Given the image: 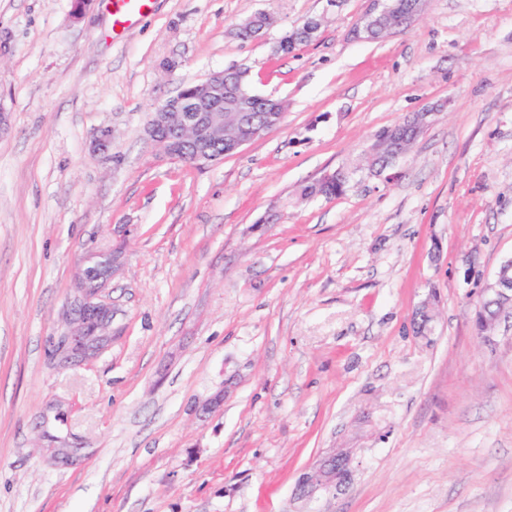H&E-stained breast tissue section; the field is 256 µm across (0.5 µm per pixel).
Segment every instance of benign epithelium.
<instances>
[{"instance_id":"7a95c632","label":"benign epithelium","mask_w":512,"mask_h":512,"mask_svg":"<svg viewBox=\"0 0 512 512\" xmlns=\"http://www.w3.org/2000/svg\"><path fill=\"white\" fill-rule=\"evenodd\" d=\"M388 22L387 34H392L414 22V15L397 20L383 0H370L364 28H355L354 34L366 32L377 23ZM246 96L238 87L224 91V72H214L196 83L193 97L197 107L193 112H183L166 100L155 107L153 119L146 134L151 144L163 154L174 157L179 140L193 134L200 142H220L229 136L241 148L253 141L247 135V117L239 108V100ZM112 141V129H98L92 141L93 150L106 152ZM86 267L76 278L77 297L67 308V331L64 334L69 352V361L91 358L102 350L110 340L112 309L99 300V293L121 266L117 252L91 251L85 257ZM493 297L486 302L479 316L481 331L499 321V315L512 310V276L499 274ZM353 449L330 453L321 458L298 480L300 495L313 498L322 492L336 488V470L351 469Z\"/></svg>"}]
</instances>
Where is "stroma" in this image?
Listing matches in <instances>:
<instances>
[{
    "instance_id": "35a3bbf8",
    "label": "stroma",
    "mask_w": 512,
    "mask_h": 512,
    "mask_svg": "<svg viewBox=\"0 0 512 512\" xmlns=\"http://www.w3.org/2000/svg\"><path fill=\"white\" fill-rule=\"evenodd\" d=\"M368 5L155 0L116 35L104 0H0V512H512V319L475 322L512 259V0L352 38ZM228 68L281 126L203 169L154 149L150 112ZM427 109L396 177L299 197ZM113 249L112 338L59 364L83 259ZM338 448L350 481L298 498Z\"/></svg>"
}]
</instances>
